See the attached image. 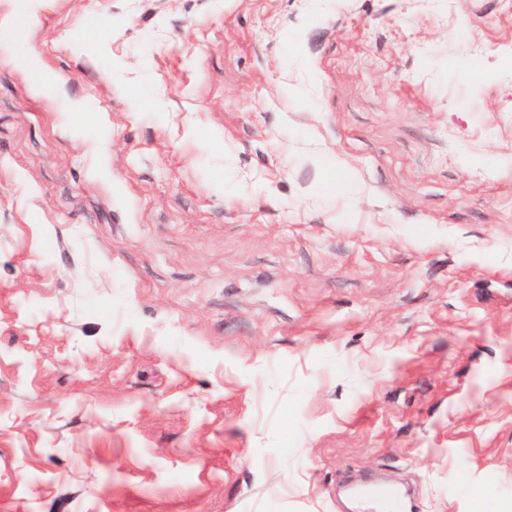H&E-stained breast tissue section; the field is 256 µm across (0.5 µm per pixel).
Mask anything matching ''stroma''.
<instances>
[{
  "label": "stroma",
  "mask_w": 512,
  "mask_h": 512,
  "mask_svg": "<svg viewBox=\"0 0 512 512\" xmlns=\"http://www.w3.org/2000/svg\"><path fill=\"white\" fill-rule=\"evenodd\" d=\"M24 8L0 512H512V0ZM39 91L46 98L63 104L73 114H79V112L84 111L83 102L80 99L69 97L60 80L55 77H47L40 85ZM353 507L359 512H402L403 498L396 489L372 484H358L351 488Z\"/></svg>",
  "instance_id": "obj_1"
}]
</instances>
